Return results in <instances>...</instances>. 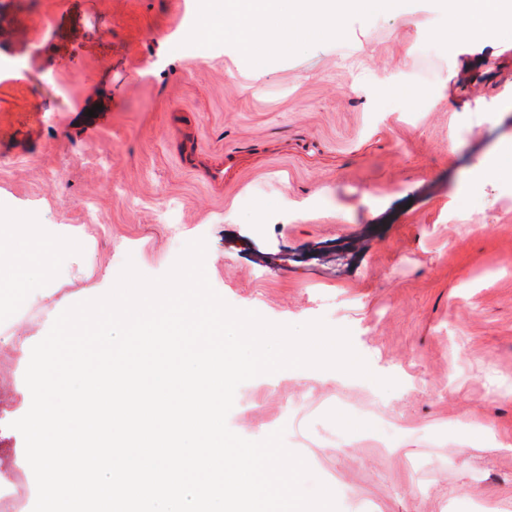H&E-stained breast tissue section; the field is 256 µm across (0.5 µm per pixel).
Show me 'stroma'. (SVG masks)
<instances>
[{
  "instance_id": "stroma-1",
  "label": "stroma",
  "mask_w": 512,
  "mask_h": 512,
  "mask_svg": "<svg viewBox=\"0 0 512 512\" xmlns=\"http://www.w3.org/2000/svg\"><path fill=\"white\" fill-rule=\"evenodd\" d=\"M207 11L0 0V243L23 220L36 266L0 320V412H27L28 349L61 312L202 238L229 305L348 330L372 372L255 377L234 433L284 430L339 512H512V38L440 43L442 0H401L258 66L220 36L182 46ZM24 445L0 441V468L32 512Z\"/></svg>"
}]
</instances>
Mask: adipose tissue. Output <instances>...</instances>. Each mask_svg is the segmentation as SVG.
<instances>
[{
    "mask_svg": "<svg viewBox=\"0 0 512 512\" xmlns=\"http://www.w3.org/2000/svg\"><path fill=\"white\" fill-rule=\"evenodd\" d=\"M288 15L278 10L279 0H220L216 12L223 22L225 39L243 44L253 59H261L270 45L296 47L307 32L334 35L341 17L355 13L362 17L388 13L395 0H292ZM449 18H465V27L449 28L455 39L471 32L512 27V0H448Z\"/></svg>",
    "mask_w": 512,
    "mask_h": 512,
    "instance_id": "obj_1",
    "label": "adipose tissue"
}]
</instances>
